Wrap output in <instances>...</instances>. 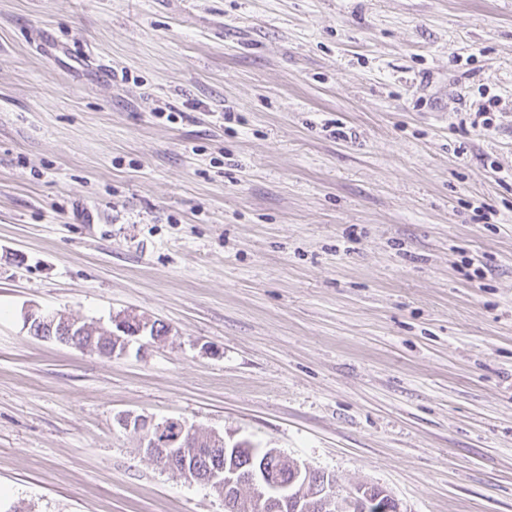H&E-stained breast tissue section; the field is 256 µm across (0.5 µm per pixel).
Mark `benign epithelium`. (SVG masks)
Returning <instances> with one entry per match:
<instances>
[{"instance_id": "obj_1", "label": "benign epithelium", "mask_w": 512, "mask_h": 512, "mask_svg": "<svg viewBox=\"0 0 512 512\" xmlns=\"http://www.w3.org/2000/svg\"><path fill=\"white\" fill-rule=\"evenodd\" d=\"M25 324L31 334L48 337L59 334V342L75 349L80 346L73 342V331L79 322L72 317L55 312L48 315L28 312ZM149 320L114 317L111 326L95 325L89 328L91 335L102 334L112 353H122L128 345V338L138 336L151 329ZM117 330H112V327ZM118 423L125 430L138 437L139 447L157 463L169 468L176 456L187 448H248L246 441H233L216 433L202 434L199 430L181 419L170 418L161 423L135 413H125L118 417ZM294 477L291 482L279 484L260 466V460L252 457L248 464L227 469L217 466L208 474L207 483L222 491L225 508L239 507V489L247 486L252 492L251 504L254 512H288L289 509L302 512H315L319 499L332 497L328 486H320L313 479V471L299 464H292Z\"/></svg>"}]
</instances>
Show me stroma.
<instances>
[{
  "mask_svg": "<svg viewBox=\"0 0 512 512\" xmlns=\"http://www.w3.org/2000/svg\"><path fill=\"white\" fill-rule=\"evenodd\" d=\"M127 412L512 512V0H0V502L224 512ZM25 324L31 334L44 338H51L54 329H56L59 342L80 349L76 343H73V331L79 326V322L65 313L55 312L48 315L38 314L28 311L25 315ZM153 322L149 320L126 318V317H114L111 319V324L106 328L104 325H95L92 327H85L88 329L92 336H79L78 341L84 344L85 347H89L91 351L95 350V354L100 356L96 350H102L105 348V344L102 343V336L106 339V344L109 350H111V356L101 355L103 357H112L116 353H122L125 351L128 345V339L126 337L142 335L144 332L149 330L151 333V327ZM112 326V330H111ZM113 326H117V332L123 333L124 336L114 331ZM102 334V336L97 335ZM126 336V337H125Z\"/></svg>",
  "mask_w": 512,
  "mask_h": 512,
  "instance_id": "stroma-1",
  "label": "stroma"
}]
</instances>
